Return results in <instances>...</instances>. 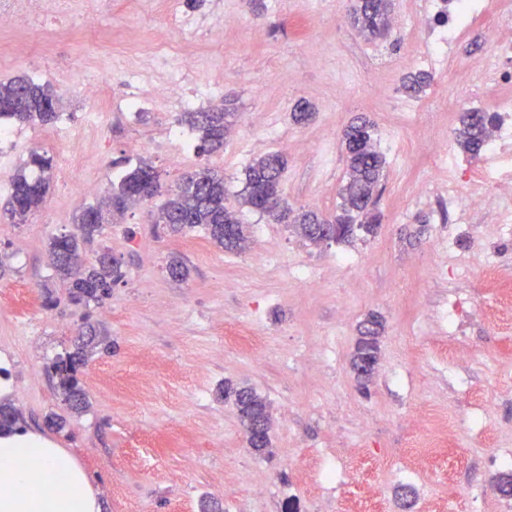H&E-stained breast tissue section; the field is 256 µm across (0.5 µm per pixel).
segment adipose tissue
<instances>
[{
  "label": "adipose tissue",
  "mask_w": 512,
  "mask_h": 512,
  "mask_svg": "<svg viewBox=\"0 0 512 512\" xmlns=\"http://www.w3.org/2000/svg\"><path fill=\"white\" fill-rule=\"evenodd\" d=\"M0 512H103L93 476L42 435H0Z\"/></svg>",
  "instance_id": "1"
}]
</instances>
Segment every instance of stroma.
<instances>
[{
	"instance_id": "stroma-1",
	"label": "stroma",
	"mask_w": 512,
	"mask_h": 512,
	"mask_svg": "<svg viewBox=\"0 0 512 512\" xmlns=\"http://www.w3.org/2000/svg\"><path fill=\"white\" fill-rule=\"evenodd\" d=\"M348 0H110L98 14L97 36L82 35L66 18L0 31V81L25 75L50 84L60 98L59 123L73 128L67 143L54 127L25 124L12 145V163L31 151L52 155L55 166L42 208L25 224L0 215V356L10 365L9 398L23 428L70 450L97 478L104 512H200L202 499L223 512H361L364 491L379 512H512V498L494 485L512 461V328L469 321L472 359L436 360L449 337L426 313L457 288L475 302L493 294L463 267L491 259L500 281L512 284V230L486 209L460 223L448 203V180L467 186L468 172L437 169L418 144L446 141L460 154L454 131L464 109L486 108L470 89L467 66L495 47L474 20L448 45L431 81L409 108L404 78L419 72L429 42L407 27H390L370 40L352 25ZM178 12L198 23L193 36L170 29ZM197 52L189 89L214 82L218 99L234 101L238 116L215 153L187 141L175 160L170 131L185 105L129 116V79L155 84L166 77L150 61L159 39ZM106 86L102 127L81 132L89 103L82 83ZM263 85L262 97L253 94ZM215 99V100H218ZM202 97L193 110L213 106ZM308 103L312 119L295 123L291 111ZM364 117L374 124L386 159L374 207L372 234L346 243L313 244L293 227L240 203L242 179L259 155L282 141L307 143L288 154L281 196L294 209L335 211L346 177L343 129ZM331 139L330 153L319 145ZM74 153L77 172L60 166ZM141 161L164 187L185 173L209 168L224 176L231 209L239 211L250 241L266 256L230 253L205 232L155 236L151 213L162 197L129 209L95 247L110 248L125 278L101 307L73 305L50 264L49 243L72 230L75 217L112 189L119 161ZM95 183L79 195L76 183ZM186 262V281L172 280L169 256ZM446 267L444 280L429 268ZM52 291L54 305L44 302ZM104 324L110 351L92 356L78 380L89 406L76 414L65 404L51 365L72 353L84 316ZM377 316L381 353L367 386L351 367L359 324ZM261 395L272 417L271 448L249 447L238 411L224 398L225 383ZM446 415L454 445L444 456L422 447L426 412ZM64 417L49 429V414ZM483 416L492 438L471 421ZM332 450L336 481L321 482L318 455Z\"/></svg>"
}]
</instances>
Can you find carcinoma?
<instances>
[{
	"label": "carcinoma",
	"mask_w": 512,
	"mask_h": 512,
	"mask_svg": "<svg viewBox=\"0 0 512 512\" xmlns=\"http://www.w3.org/2000/svg\"><path fill=\"white\" fill-rule=\"evenodd\" d=\"M391 0H353L349 17L353 26L368 37L377 38L389 28ZM232 116L228 104L207 110L185 112L182 116L199 136L198 149L212 153L224 148V137L229 130L227 118ZM58 119L57 96L48 83L27 76L0 81V122L48 125ZM496 115L481 109H468L462 114L456 139L471 157L484 149L489 128ZM347 164V180L342 186L336 211L324 214L317 211L294 212L281 206L279 189L287 160L280 153H266L254 159L245 169L241 193L242 204L265 213L280 224H292L307 241L317 244L324 226L335 231V242H345L356 229L374 231L378 217L367 208V199L375 193L385 167L383 155L377 151L373 125L362 119L343 133ZM53 169V158L32 152L21 162L10 177L11 191L3 210L14 224L27 223L30 215L45 202ZM152 166L141 162L130 168L112 193L98 206L83 209L76 218L75 231L56 236L49 243L51 265L57 275L69 281L72 302L84 306H101L112 293V286L125 277L123 263L106 247L96 251L95 260L85 263L80 255L81 245L93 242L101 235L104 213L121 215L129 207L141 203L128 190L139 183ZM224 176L206 169L187 175L175 189L167 190V199L158 209L155 223L162 224L172 234H185L196 229L227 252L244 249L247 242L246 226L237 212L224 204ZM382 324L373 315L359 327V337L351 359V367L360 383L368 382L379 360V337ZM79 344L74 352L53 363L58 388L63 400L74 411L87 407L84 389L77 373L89 355L101 344L102 330L98 324L86 321L78 329ZM224 399L233 401L247 435L248 444L262 453L271 444V415L264 398L253 389L224 385ZM19 412L10 404L0 403V432L16 429Z\"/></svg>",
	"instance_id": "1"
}]
</instances>
